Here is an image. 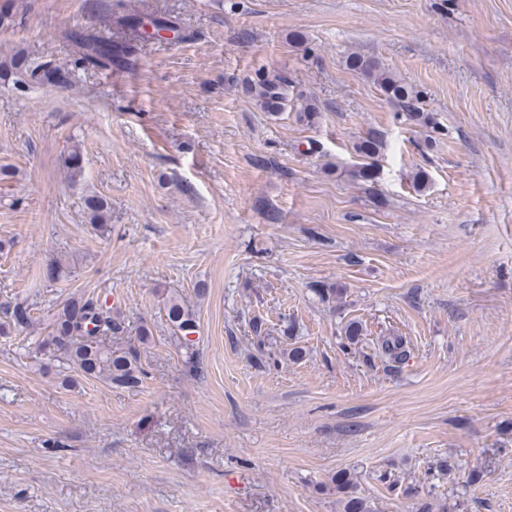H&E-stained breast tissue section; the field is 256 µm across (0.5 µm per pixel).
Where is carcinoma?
I'll return each mask as SVG.
<instances>
[{
    "label": "carcinoma",
    "mask_w": 512,
    "mask_h": 512,
    "mask_svg": "<svg viewBox=\"0 0 512 512\" xmlns=\"http://www.w3.org/2000/svg\"><path fill=\"white\" fill-rule=\"evenodd\" d=\"M116 24L128 30L133 37L144 40V28L149 25L156 30L173 31L164 17L154 12H142L125 16ZM78 48L77 63L84 68L110 69L114 66L132 64V52L112 43V38L93 34L76 33L72 35ZM346 67L373 82L387 97L402 104L407 110L415 108L420 94L406 84L397 75L385 67L374 56L350 55L345 61ZM65 83L61 76L48 65H36L23 71L20 81L39 83L42 80ZM258 94L265 99L269 107H277L286 100L288 79L282 74L264 77L259 80ZM84 207L93 223L103 224L107 220V202L98 196H89L83 200ZM166 322L173 331L172 340L177 350L183 354L184 363L190 367L197 363L196 340L197 322L192 309L176 293L164 297ZM6 321L0 323V335H7L12 329H26L35 325L32 305L15 302L4 308ZM126 331L125 322L118 309L108 300L94 296H72L66 299L50 322L48 336L35 342L29 357L39 365V370L63 377L65 383H76L66 374L73 368L87 379H99L110 385L136 386L143 381L146 372L142 367L140 349L112 347L105 340L121 337ZM378 354L386 366L401 363L407 356L405 337L392 335L380 336L377 340ZM333 489L338 498L339 512H377V506L370 498L358 492V480L355 474L338 471L331 478Z\"/></svg>",
    "instance_id": "cac0c4a2"
}]
</instances>
